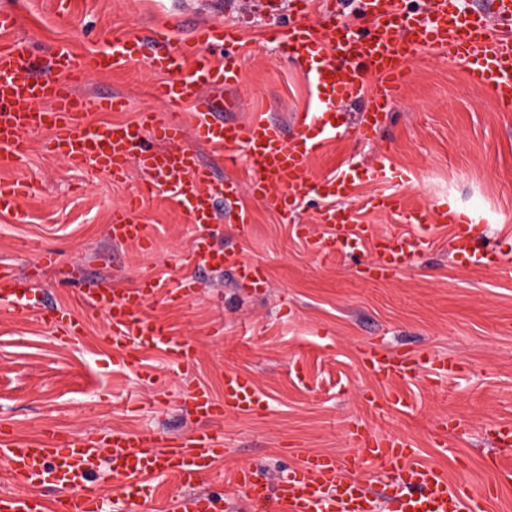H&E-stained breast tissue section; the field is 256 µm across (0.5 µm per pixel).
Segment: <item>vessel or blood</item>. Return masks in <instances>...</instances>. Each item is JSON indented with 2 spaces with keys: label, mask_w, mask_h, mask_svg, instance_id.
Returning a JSON list of instances; mask_svg holds the SVG:
<instances>
[{
  "label": "vessel or blood",
  "mask_w": 512,
  "mask_h": 512,
  "mask_svg": "<svg viewBox=\"0 0 512 512\" xmlns=\"http://www.w3.org/2000/svg\"><path fill=\"white\" fill-rule=\"evenodd\" d=\"M293 4V23L272 31L270 37L309 84L315 99L310 108L292 115L295 137H286L279 125L266 119L243 126L215 118L214 101L206 97V89L233 87L240 81L244 43L236 25H200L190 38L177 43L169 32L159 31L151 49L137 36L116 40L101 52L79 53L59 44L47 75L35 72L20 43L4 40L0 43V165L18 164L29 151L28 135L45 131L49 137L42 145L44 152L70 165L89 166L115 180L137 167L143 175L142 191L149 193L166 184L172 204L196 227L184 262L230 267L240 279L260 285L264 279L259 267L209 242L216 201H233L237 191L210 175L195 145L241 148L251 192L273 197L283 216L293 215L302 197L325 199L315 218L324 232L309 238L311 249L321 258L367 249L372 257L360 268V275L386 278L412 266L431 247L433 231L450 225L454 228L450 247L462 263L511 277L512 255L479 249L481 227L476 219L444 204L411 212L406 231L377 234L368 226L351 228L349 212L336 207L335 199L362 178L378 183L393 180L390 165L314 180L307 175L306 163L326 142L348 134L351 124L338 104L364 101L360 132L380 127L406 85L413 61L427 50H443L463 63L472 84L489 89L502 107L511 109L512 46L503 37L512 33V0H494L490 15L466 10L461 0H424L417 11L405 10L402 0H361L364 26L359 32L331 10L320 22L310 23L311 0H293ZM138 58L162 78L154 89L157 98L191 105L189 127L195 144L186 143V126L180 121L161 120L152 112L141 113L130 123L92 120L95 111H123L126 101L116 95L85 98L76 93V84L86 74L109 72ZM28 190L20 181L0 182V212H18ZM137 210L133 200L114 210L109 226L113 241L147 242V227L137 218ZM30 290L13 265L0 264L1 306L24 313ZM162 294L180 302L192 291L184 283L164 289L159 279L147 274L130 290L107 284L92 289L87 314L106 316L112 347L162 349L173 354L183 370H190L196 361L195 347L147 312L151 301ZM44 322L66 339L82 333V321L62 309L47 313ZM364 362L371 375L385 384L424 365L423 359H401L377 346L365 350ZM183 404L201 426L167 439L154 431L131 433L118 428L100 437L47 429L37 438L22 439L0 427V464L18 486L17 492L0 496V512H45L39 495L43 489L57 492L56 512H106L90 485L93 475L102 471L119 484V498L125 503L148 500L153 479L161 475L184 486L205 480L224 455V438L210 430V423L227 414H257L265 401L251 379L229 371L222 396L192 384L184 392ZM351 436L356 449L343 459L297 448L296 465L275 483L259 478L249 467L234 471L231 482L255 512H378L365 487L372 469L399 474L404 483L389 494L388 512H486L497 490L512 483V470L502 469L495 480L479 488L453 484L440 469L421 460L405 438L379 436L362 427L352 430Z\"/></svg>",
  "instance_id": "1"
}]
</instances>
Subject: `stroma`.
I'll list each match as a JSON object with an SVG mask.
<instances>
[{"label": "stroma", "instance_id": "stroma-1", "mask_svg": "<svg viewBox=\"0 0 512 512\" xmlns=\"http://www.w3.org/2000/svg\"><path fill=\"white\" fill-rule=\"evenodd\" d=\"M1 8L19 14L15 36L41 72L60 43L79 52L104 50L158 28L178 40L202 22H239L249 47L242 81L209 91L225 103L222 119H269L290 136L291 114L313 102L308 84L268 38L294 21L290 0H228L224 8L211 0H0ZM159 80L140 60L88 74L76 91L125 98L124 111L94 113L99 123L132 122L146 111L165 120L179 107L154 97ZM43 138L31 135L21 167L0 169V179L30 185L21 218L0 213V262L34 286L27 316L0 307V426L23 438L48 428L92 434L146 428L177 436L198 426L181 404L186 384L218 395L225 372L234 370L252 379L268 407L256 417L228 415L212 425L226 451L214 479L196 490L209 494L220 512H253L227 482L240 466H260L272 479L290 465V448L343 458L352 450L348 428L355 424L405 437L453 482L463 478L479 487L493 463L512 466V447L488 432L512 423V278L458 263L450 230L437 232L430 251L410 268L383 281L361 280L356 269L366 256L323 260L305 242L302 229L313 224L318 202L301 201L283 222L270 199L249 193L245 160L228 165L221 152L198 145L201 163L216 178L237 182L238 206L248 216L244 227L219 218L211 243L259 265L266 283L256 287L237 281L230 269L182 263L195 228L165 190L140 194L137 168L116 181L44 154ZM383 156L402 174L392 190L405 207L448 203L479 221L485 247L512 251V110L472 85L461 64L437 52L417 58L402 98L372 139L354 131L328 142L308 159L307 173L328 178ZM381 191L364 179L341 204L354 223L385 233L403 226L405 214L367 209V199ZM134 195L151 238L146 248L113 243L108 234L113 210ZM42 252L52 253V266H37ZM145 271L195 290L186 302L158 299L148 307L197 346L191 372L156 349L130 353L128 365L114 366L105 316L89 320L71 343L40 318L53 308L84 316L94 283L126 290ZM375 344L396 354L451 356L457 368L439 384L427 369L382 385L361 362L362 351ZM393 392L406 406L390 401ZM443 438L447 447H438Z\"/></svg>", "mask_w": 512, "mask_h": 512}]
</instances>
